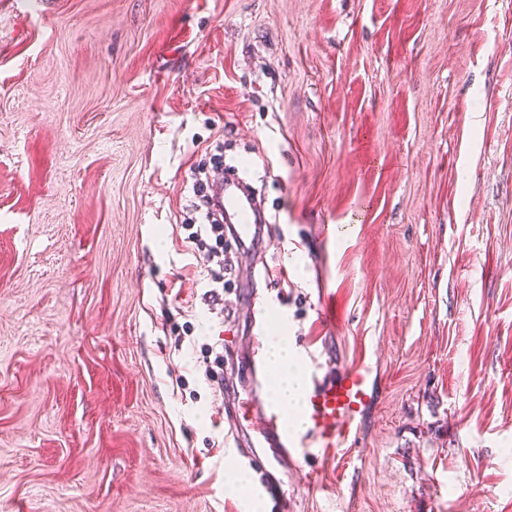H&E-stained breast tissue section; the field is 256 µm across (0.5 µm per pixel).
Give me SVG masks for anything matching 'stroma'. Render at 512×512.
I'll list each match as a JSON object with an SVG mask.
<instances>
[{"label": "stroma", "mask_w": 512, "mask_h": 512, "mask_svg": "<svg viewBox=\"0 0 512 512\" xmlns=\"http://www.w3.org/2000/svg\"><path fill=\"white\" fill-rule=\"evenodd\" d=\"M222 147L272 224L227 268ZM257 306L373 368L285 512H512V0H0V512H272L203 376ZM198 197V203H196V211L200 214L202 220L204 222L201 223H208V224H189L193 228L196 226V231L191 232L187 239L188 242H192L196 245L197 249L200 251L202 248H205L207 250L206 257L208 260L211 259L212 256V248L206 249L207 243L204 236L210 237L215 236L216 243H223L224 241V224L222 219V224H217V220L213 218L212 213L209 209V201L208 198L205 195H201V192H197ZM202 251V250H201Z\"/></svg>", "instance_id": "35a3bbf8"}]
</instances>
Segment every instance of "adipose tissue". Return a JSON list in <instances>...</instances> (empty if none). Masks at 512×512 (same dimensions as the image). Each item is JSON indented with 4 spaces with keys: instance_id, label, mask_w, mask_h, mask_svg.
Segmentation results:
<instances>
[{
    "instance_id": "adipose-tissue-1",
    "label": "adipose tissue",
    "mask_w": 512,
    "mask_h": 512,
    "mask_svg": "<svg viewBox=\"0 0 512 512\" xmlns=\"http://www.w3.org/2000/svg\"><path fill=\"white\" fill-rule=\"evenodd\" d=\"M267 354L272 374V395L288 411L290 425L294 429H301L304 421L298 407L302 398V381L297 361L287 340L283 338L269 340Z\"/></svg>"
}]
</instances>
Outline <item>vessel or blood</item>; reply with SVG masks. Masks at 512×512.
Here are the masks:
<instances>
[{"mask_svg": "<svg viewBox=\"0 0 512 512\" xmlns=\"http://www.w3.org/2000/svg\"><path fill=\"white\" fill-rule=\"evenodd\" d=\"M239 177L221 178L211 184L209 196L214 211L223 212L232 226V237L246 249L258 245L262 227L257 202L248 195ZM372 367L363 364L323 377L312 378L306 390L302 415L306 436L288 432L284 414L273 403L254 396L258 445L240 450L239 458L249 464L260 461L262 449H269L280 463L298 462L307 457H325L355 441L359 420L371 399ZM259 493L273 504L286 497L282 482L271 471H263Z\"/></svg>", "mask_w": 512, "mask_h": 512, "instance_id": "b4317fda", "label": "vessel or blood"}]
</instances>
